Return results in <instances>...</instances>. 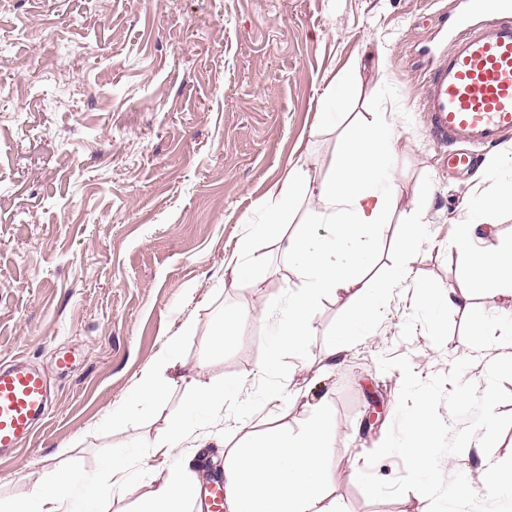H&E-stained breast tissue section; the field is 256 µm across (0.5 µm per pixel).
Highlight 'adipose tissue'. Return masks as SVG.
Here are the masks:
<instances>
[{"instance_id": "1", "label": "adipose tissue", "mask_w": 512, "mask_h": 512, "mask_svg": "<svg viewBox=\"0 0 512 512\" xmlns=\"http://www.w3.org/2000/svg\"><path fill=\"white\" fill-rule=\"evenodd\" d=\"M394 141L393 132L375 117L342 139L329 178L312 182L300 162L291 163L266 222L253 226V235L269 233L280 224L294 193L303 189L321 204L311 223L332 227L318 241L305 233L288 239L286 249L301 285L287 293L274 327L276 346L299 349L309 334V320L318 301L348 289L351 306L332 346L333 353H341L350 337L369 332L388 288L407 281L409 272L404 267L379 279L363 274L395 206ZM494 204L486 196L474 199L455 246L466 292H483L489 305L499 308L512 303V243L495 251L477 244L482 215ZM187 438L186 425L179 420L155 446L154 455L164 457L169 465L157 474V483L140 512H202L191 462L173 454ZM332 452L326 422L319 416L299 432L274 428L252 444L225 449L228 512H337L335 502L326 499L329 474L322 467ZM131 480L122 458L106 463L97 475L74 467L56 470L25 498H0V512H106L112 490L125 488Z\"/></svg>"}]
</instances>
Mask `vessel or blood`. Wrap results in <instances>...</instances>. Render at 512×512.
<instances>
[{
	"mask_svg": "<svg viewBox=\"0 0 512 512\" xmlns=\"http://www.w3.org/2000/svg\"><path fill=\"white\" fill-rule=\"evenodd\" d=\"M442 25L449 45L432 56L421 106L449 168L466 169L512 136V0H468ZM49 412L41 372L21 361L0 367V453L31 438Z\"/></svg>",
	"mask_w": 512,
	"mask_h": 512,
	"instance_id": "b4317fda",
	"label": "vessel or blood"
}]
</instances>
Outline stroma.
<instances>
[{
  "mask_svg": "<svg viewBox=\"0 0 512 512\" xmlns=\"http://www.w3.org/2000/svg\"><path fill=\"white\" fill-rule=\"evenodd\" d=\"M463 0H0V364L28 359L51 385L53 408L34 438L0 454V495L23 498L47 475L76 465L95 473L119 455L138 463L184 415L187 384L227 383L220 412L192 423L206 435L207 467L223 445L268 426L298 430L322 409L334 453L325 466L340 512H421L415 491L369 500L357 483L366 453L394 421L407 356L423 379L474 357L467 380L512 354V317L489 312L480 332L463 296L455 239L473 198L512 188V177L449 172L420 106L428 50L444 47L439 21ZM364 66L342 101V124L321 114L355 61ZM395 131L397 206L373 255L385 276L420 207L430 234L414 248L406 283L393 287L373 332L331 355L350 294L323 298L301 351L274 349L262 307L281 308L298 272L286 250L305 215L253 239L269 272L258 288L234 282L241 241L263 223L289 162L311 179L331 173L339 138L371 113ZM452 296L439 318L420 287ZM223 337L222 349L209 342ZM175 354L164 410L131 405L142 375ZM69 354V369L56 366ZM280 387L278 407L261 394ZM381 422L366 427L374 404ZM512 455V428L491 454L471 442L445 456L477 493L490 462Z\"/></svg>",
  "mask_w": 512,
  "mask_h": 512,
  "instance_id": "obj_1",
  "label": "stroma"
}]
</instances>
